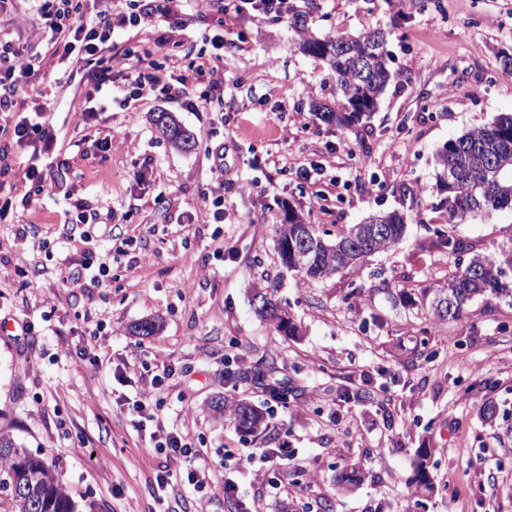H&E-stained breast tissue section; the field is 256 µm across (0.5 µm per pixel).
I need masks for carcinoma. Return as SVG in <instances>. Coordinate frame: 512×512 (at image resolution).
I'll return each mask as SVG.
<instances>
[{"mask_svg":"<svg viewBox=\"0 0 512 512\" xmlns=\"http://www.w3.org/2000/svg\"><path fill=\"white\" fill-rule=\"evenodd\" d=\"M387 34L379 28H365L356 36L325 35L311 37L304 52L324 61L334 80L336 93L345 100V111L336 112L315 106L328 124L350 127L370 119L390 82L396 77L386 49ZM160 131L174 145L196 137L184 129L168 112L154 119ZM437 169L436 190L444 194L448 223L463 224L491 211H512V114H500L482 127L470 129L448 140L434 156ZM378 219L376 233H354L353 224L331 236L320 224H313L294 210H288L286 222L278 225L276 249L282 265L290 268L302 246V236L312 233L316 250L296 275L303 281L325 280L344 268H355L378 252L398 245L406 231L405 213L392 210L369 216ZM512 264V256L500 260L495 255H474L466 264H455L448 281L428 288V307L440 323L459 319L469 302L485 295L512 298V280L503 274L502 262ZM258 314L276 325V330L293 335L298 327L284 322L275 305ZM224 414L242 433L258 432L264 415L244 400L224 398ZM430 451L421 448L409 484L419 491L430 485ZM0 509L3 512H78V505L63 488L54 472L38 456L0 436Z\"/></svg>","mask_w":512,"mask_h":512,"instance_id":"obj_1","label":"carcinoma"}]
</instances>
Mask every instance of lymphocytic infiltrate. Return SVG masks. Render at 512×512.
<instances>
[{
	"label": "lymphocytic infiltrate",
	"instance_id": "1",
	"mask_svg": "<svg viewBox=\"0 0 512 512\" xmlns=\"http://www.w3.org/2000/svg\"><path fill=\"white\" fill-rule=\"evenodd\" d=\"M183 0H152L146 14L119 11L114 0H107L102 9L93 16H86L80 7V0H24L30 14L41 21V34L47 47L52 49L59 60L83 64L87 70L84 90V116H93L112 97V69L109 65L112 51V32L115 26L137 27L143 16H156L167 22H174ZM37 56L30 51L15 48L12 41L0 42V111L13 115L10 128L11 140L16 147L23 148L41 144L44 150H51L53 138L48 132L41 111L18 110L17 99L27 83L36 76L39 67ZM129 98L142 97L144 93L164 89L186 98L194 110H205L212 100L223 98L221 81H212L208 95L191 97L186 85L163 82L156 67L135 64L130 76ZM51 187L43 177L38 164L29 165L20 186L10 187L0 195V221L13 219L18 201L32 202L37 197L50 195ZM157 450L182 457L187 466L180 479H172L166 472L157 473L155 487L165 493L175 482L181 481L201 489L206 485V476L197 469L193 461L198 453L193 441L184 434L166 433L155 438Z\"/></svg>",
	"mask_w": 512,
	"mask_h": 512
}]
</instances>
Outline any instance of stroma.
<instances>
[{"label":"stroma","instance_id":"1","mask_svg":"<svg viewBox=\"0 0 512 512\" xmlns=\"http://www.w3.org/2000/svg\"><path fill=\"white\" fill-rule=\"evenodd\" d=\"M289 3L262 17L193 5L173 28H115V100L86 123L81 76L41 46L39 20L17 4L0 10V37L41 54L20 99L28 110L45 107L56 138L43 173L53 195L19 206L17 223H0V434L41 457L80 512H512V301L480 298L441 324L421 298L455 261L512 246L511 211L451 229L433 189L434 154L445 142L512 113V71L500 64L512 54V0ZM369 26L386 31L397 77L369 122L325 123L315 105L344 102L327 65L300 45ZM168 36L181 44L169 59L155 47ZM132 53L198 92L207 81L193 63L209 59L224 97L205 112L159 90L125 99ZM159 112L196 135L193 150L161 137L152 121ZM11 122L0 113V183L8 186L27 162ZM404 183L422 189V203L395 248L323 281L282 268L276 226L288 210L333 230L400 207ZM78 205L94 220L87 243L68 222ZM116 224L132 243L112 280L69 284V263L89 252L107 257ZM446 228L463 243L460 255L440 245ZM257 285L281 299L300 335L278 333L256 314ZM149 320L157 331L135 335ZM23 323L33 335H20ZM89 347L97 361L85 356ZM165 367L168 379L154 388ZM275 380L288 387L287 407L269 400L265 384ZM227 396L263 411L266 429L239 433L214 409ZM159 398L157 418L136 428L134 400ZM159 429L200 443L205 491L178 485L156 500L157 471L185 467L153 449ZM284 446L294 454L276 463L288 484L276 495L266 487L275 469L241 457ZM421 448L431 451L433 488L418 496L407 479ZM349 464L364 477L337 490ZM228 478L239 486L231 498Z\"/></svg>","mask_w":512,"mask_h":512}]
</instances>
